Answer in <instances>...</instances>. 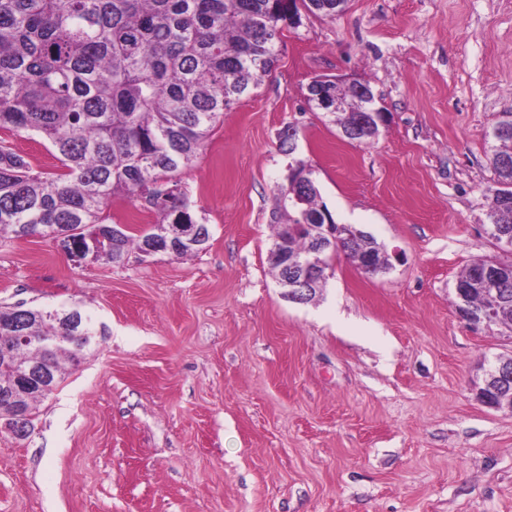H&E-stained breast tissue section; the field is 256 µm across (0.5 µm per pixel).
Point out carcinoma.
I'll use <instances>...</instances> for the list:
<instances>
[{
  "label": "carcinoma",
  "mask_w": 512,
  "mask_h": 512,
  "mask_svg": "<svg viewBox=\"0 0 512 512\" xmlns=\"http://www.w3.org/2000/svg\"><path fill=\"white\" fill-rule=\"evenodd\" d=\"M334 0H0V129L33 132L58 154L62 172L47 178L30 161L0 145V238L45 234L71 255L86 233L103 237L105 261L121 264L131 246L142 253L184 257L205 249L209 225L194 215L175 176L206 148L209 134L229 108L258 88L275 66L278 32L298 3ZM325 91L346 98L331 113L341 127L369 117L376 104L347 85ZM488 218L494 236H512V120L492 128ZM138 200L158 219L138 239L106 213L112 197ZM311 176L288 180V247L276 242L269 262L330 266L342 254L366 274L389 261L372 237L340 239L318 251L313 228L335 224ZM193 224L197 247L174 250L169 225ZM288 259H283V256ZM476 259L458 277L468 304L483 305L484 289L500 299L497 323L512 328V267L484 276ZM60 336L63 346L45 357L32 344L14 342L32 367V387L19 393L31 427L34 401L61 378V360L76 365L97 331L81 312L62 319L42 308L0 307V336Z\"/></svg>",
  "instance_id": "cac0c4a2"
}]
</instances>
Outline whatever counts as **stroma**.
Listing matches in <instances>:
<instances>
[{
    "label": "stroma",
    "instance_id": "stroma-1",
    "mask_svg": "<svg viewBox=\"0 0 512 512\" xmlns=\"http://www.w3.org/2000/svg\"><path fill=\"white\" fill-rule=\"evenodd\" d=\"M321 76L370 83L378 138L310 107ZM507 112L512 0H348L284 27L274 71L179 172L205 250L113 265L0 241L1 306L75 307L106 330L27 437L0 420V512H512V412L469 391L512 329H470L454 293L475 259L512 260L483 198ZM1 139L60 172L40 136ZM299 163L336 223L402 262L369 276L336 257L311 301H288L269 251Z\"/></svg>",
    "mask_w": 512,
    "mask_h": 512
}]
</instances>
